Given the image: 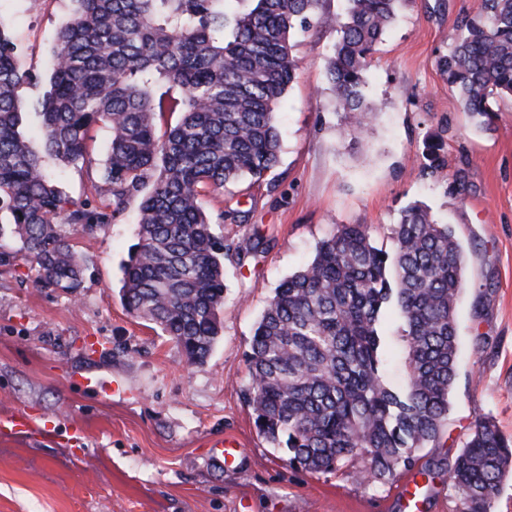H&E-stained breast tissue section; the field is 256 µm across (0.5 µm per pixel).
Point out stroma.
<instances>
[{
  "label": "stroma",
  "instance_id": "obj_1",
  "mask_svg": "<svg viewBox=\"0 0 512 512\" xmlns=\"http://www.w3.org/2000/svg\"><path fill=\"white\" fill-rule=\"evenodd\" d=\"M477 0H403L366 73L372 108L363 133H345L325 70L335 29L299 34L297 77L278 107L280 163L241 198L238 220L206 211L228 239L260 233L265 251L226 265L221 334L191 364L154 324L120 300L139 214L60 234L83 266L76 294L39 287L38 268L12 241L0 267V420L23 415L27 434L0 436V512H404L399 494L418 475L421 512H460L448 465L473 425L490 418L512 437V99H499L479 130L437 67ZM70 0H0V25L22 62L49 77L56 32ZM442 158L424 174L430 146ZM465 190L456 192L454 179ZM450 224L467 256L457 309L458 375L448 425L416 450L412 470L368 484L363 461L311 473L270 447L243 400L253 329L285 277L306 264L336 224H365L377 245L407 206ZM243 453L226 464L218 441Z\"/></svg>",
  "mask_w": 512,
  "mask_h": 512
}]
</instances>
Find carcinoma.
<instances>
[{"label":"carcinoma","mask_w":512,"mask_h":512,"mask_svg":"<svg viewBox=\"0 0 512 512\" xmlns=\"http://www.w3.org/2000/svg\"><path fill=\"white\" fill-rule=\"evenodd\" d=\"M71 2L46 81L20 66L0 25V267L14 258L1 243L9 234L38 265L41 287L74 294L82 266L58 225L110 224L135 203L122 301L202 364L221 332L225 263L264 252L258 235H215L205 192L231 202L277 166L276 108L297 70L291 38L314 22L336 30L327 77L336 111L361 133L366 72L402 0H347L344 14L319 16V0ZM437 66L462 110L490 128L491 100L512 96V0H478ZM39 84L24 102L23 90ZM174 112L180 120L160 130ZM100 123L110 142L97 159L88 142ZM50 161L84 173L98 203L67 195ZM391 240L387 251L364 224L334 225L255 325L245 402L259 435L296 467L340 470L361 458L367 482L382 483L448 424L464 249L419 203L402 211ZM387 312L402 323L400 383L388 377ZM511 470L512 440L476 420L449 472L463 512H489Z\"/></svg>","instance_id":"1"}]
</instances>
